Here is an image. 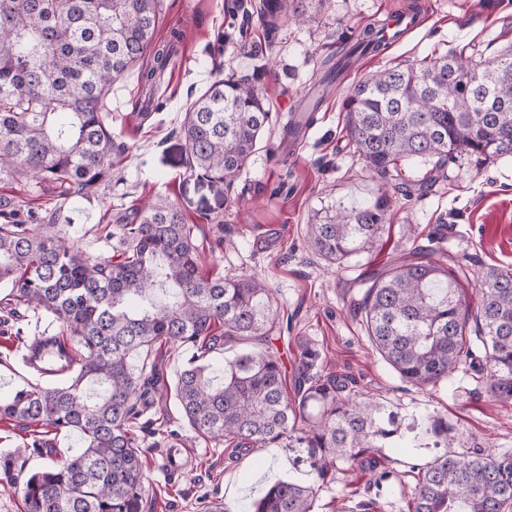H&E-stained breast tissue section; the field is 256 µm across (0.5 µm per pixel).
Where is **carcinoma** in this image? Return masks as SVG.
Returning a JSON list of instances; mask_svg holds the SVG:
<instances>
[{"mask_svg":"<svg viewBox=\"0 0 512 512\" xmlns=\"http://www.w3.org/2000/svg\"><path fill=\"white\" fill-rule=\"evenodd\" d=\"M160 0H0V177L19 176L35 193L46 183L63 199L85 196L112 177L105 123L114 81L146 56L152 88L173 55L155 42ZM242 26L257 18L266 38L284 15L304 20L299 0L241 4ZM388 48L384 30L365 32L339 58L324 61L322 93L283 126V140L313 124L327 89L357 52ZM262 72L212 83L185 113L181 133L191 171L229 188L270 126L272 108L258 87ZM346 129L356 152L382 179L405 158L446 162L512 157V48L480 67L462 52L395 66L359 80L345 98ZM429 174L395 184L404 197L431 192ZM384 190L365 206L315 214L306 227L313 252L342 263L373 246L388 222ZM22 204H0V285L17 303L66 326L71 351L65 383H28L0 397V417L46 422L73 432L80 449L18 485L25 512H141L145 473L132 433L139 406L158 392V373H135L128 358L158 340L204 344L174 389L199 437L232 440L247 453L276 443L318 477L367 457L375 440L396 434L392 415L373 399L337 395L319 379L285 389L281 358L244 352L210 356L224 327L229 339L264 343L279 330L274 296L258 278H208L200 270L191 225L166 198L139 208L121 225L117 260L68 242V232L41 217L18 219ZM459 259L440 246L416 248L388 268L354 281L374 349L406 383L435 387L460 368L487 373L496 400L512 401V271L481 276L477 313L464 305ZM484 351V356L477 351ZM319 414L295 426L309 404ZM312 483L279 479L242 512H312ZM408 512H512V450L444 453L418 472Z\"/></svg>","mask_w":512,"mask_h":512,"instance_id":"1","label":"carcinoma"}]
</instances>
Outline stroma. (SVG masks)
I'll return each instance as SVG.
<instances>
[{"label": "stroma", "instance_id": "stroma-1", "mask_svg": "<svg viewBox=\"0 0 512 512\" xmlns=\"http://www.w3.org/2000/svg\"><path fill=\"white\" fill-rule=\"evenodd\" d=\"M234 2L161 0L156 39L175 42L177 57L153 102L145 100L139 69L113 83L106 99L109 125L114 141L126 150L112 157L111 181L62 207L55 187L44 186L33 209L70 226L79 249L109 257L120 225L147 200L167 198L194 226L204 275L256 276L274 290L273 310L288 329L271 339L266 350L285 362L288 389L297 387L298 362L309 348L317 353L314 377L349 379L346 395L378 400L397 413L402 427L397 444L371 454L401 479L405 493H413L416 474L436 454L512 450V405L491 397L485 375L460 371L426 388L403 382L373 349L350 306L351 283L359 273L383 270L414 247L429 245L443 223L468 273L461 282L462 299L477 309V278L491 267L512 269V158L481 166L466 161L447 165L431 193L398 199L375 246L344 263L315 255L306 239L314 212L369 202L382 185L347 137L343 102L353 85L378 70L451 49L478 62L492 59L512 47V0H419L420 27L384 53L355 57L293 151L282 140V124L319 78L321 60L341 41H356L367 24L411 0H305L304 22L282 18L275 41L260 57L224 42ZM260 66L266 69L260 87L273 105V121L247 168L230 188L197 176L187 166L181 136L189 104L228 73L250 75ZM40 326L63 332L53 318L0 303V394L30 381L15 349L20 338L33 336ZM197 352L189 344L159 342L134 353L130 365L137 372L159 369L171 388ZM169 431L177 435L187 461L177 472L163 466ZM134 433L146 474L142 512H205L216 500L240 507L275 480L311 479L306 467L293 465L292 453L279 445L248 454L230 441L197 438L171 396L145 412ZM35 439L41 451L28 450ZM78 448L72 433L43 423L20 426L0 420V454H14L19 476L65 460ZM364 501L371 505L369 512H400L404 505L377 494L372 472L355 463L320 482L313 512H361Z\"/></svg>", "mask_w": 512, "mask_h": 512}]
</instances>
